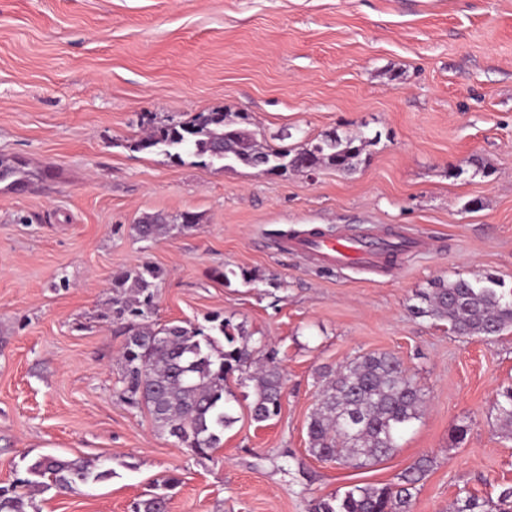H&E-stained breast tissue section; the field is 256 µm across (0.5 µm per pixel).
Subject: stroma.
Segmentation results:
<instances>
[{"instance_id": "obj_1", "label": "stroma", "mask_w": 512, "mask_h": 512, "mask_svg": "<svg viewBox=\"0 0 512 512\" xmlns=\"http://www.w3.org/2000/svg\"><path fill=\"white\" fill-rule=\"evenodd\" d=\"M213 110L248 114L275 148L332 131L372 143L354 171L308 176L130 147L151 124ZM1 159L44 177L0 185V486L45 454L113 470L36 495L39 512H130L165 476L178 480L169 512H309L424 455L412 512L512 487L496 409L512 329L456 336L411 312L436 278L512 290V0H0ZM185 212L192 229L133 230ZM316 228L422 245L379 272L328 268L290 247ZM147 262L164 272L155 321L218 313L278 354L280 415L254 422L230 377L236 421L208 458L116 394L123 339L102 314L113 275ZM382 352L424 390L422 417L373 466L310 455L323 374ZM167 219L161 214L147 215L135 224L134 230L140 241H153L167 229Z\"/></svg>"}]
</instances>
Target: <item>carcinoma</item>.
Returning a JSON list of instances; mask_svg holds the SVG:
<instances>
[{
	"label": "carcinoma",
	"instance_id": "carcinoma-1",
	"mask_svg": "<svg viewBox=\"0 0 512 512\" xmlns=\"http://www.w3.org/2000/svg\"><path fill=\"white\" fill-rule=\"evenodd\" d=\"M247 124L244 113L200 112L187 120L149 127L130 148L158 149L179 161L187 152L211 163L233 161L260 172L311 174L322 167L356 169L368 145L363 136L332 132L315 143L273 150L259 142ZM42 177L41 172L0 160V182L13 190H23ZM166 229L167 219L160 214L147 215L134 226L141 241H153ZM162 278V269L151 263L112 277V305L103 318L125 337L118 396L130 406L145 407L158 432L206 457L235 422L225 386L228 375L245 374L243 381L252 388L251 416L257 423L280 413L284 375L274 354L249 346L242 329L218 314L209 318L208 327L190 321H153ZM418 297L421 305L412 313L447 322L457 336H498L512 328V291L499 289L492 278H438ZM423 404L422 389L397 357L386 352L358 357L330 374L322 386L308 423L309 451L342 466L372 465L398 448L401 433L421 418ZM496 407L505 425L512 426V387L498 394ZM431 466L432 460L423 457L397 483L354 485L318 501L312 512H411V489ZM111 477L112 469L96 459L43 455L28 463L25 476L0 486V512H27L33 507L32 496L18 492L20 487L74 492ZM175 482L172 476L156 481V492L134 502L132 512H167L169 498L161 490ZM487 506L486 500L460 494L454 512H488Z\"/></svg>",
	"mask_w": 512,
	"mask_h": 512
}]
</instances>
